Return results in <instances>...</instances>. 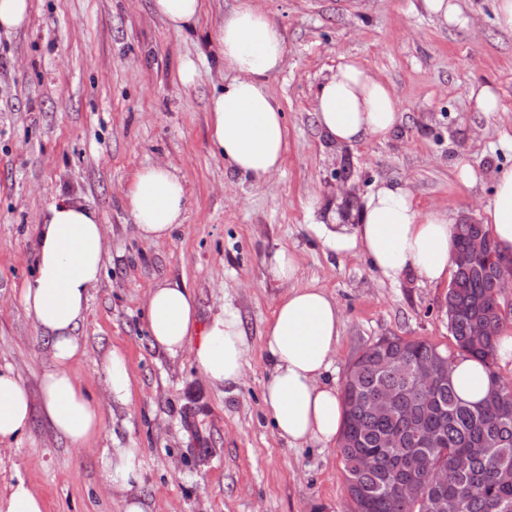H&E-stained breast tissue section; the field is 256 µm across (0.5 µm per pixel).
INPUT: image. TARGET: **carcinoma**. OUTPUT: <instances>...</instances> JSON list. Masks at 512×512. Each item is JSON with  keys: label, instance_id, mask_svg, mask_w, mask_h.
I'll return each mask as SVG.
<instances>
[{"label": "carcinoma", "instance_id": "obj_1", "mask_svg": "<svg viewBox=\"0 0 512 512\" xmlns=\"http://www.w3.org/2000/svg\"><path fill=\"white\" fill-rule=\"evenodd\" d=\"M485 225L464 219L454 225L455 250L462 251L488 237ZM448 289V330L457 354L482 362L490 375L488 395L471 402L462 398L452 381L428 393L402 395L407 361L428 359L434 343L424 339L386 336L366 346L355 358L342 386L344 431L339 456L351 512H425L438 490L423 481V474L438 468L448 471L443 492L460 499L461 512H512V484L498 481L489 455L512 466V381L495 371L499 333L512 327L498 300L509 285L497 262L486 256L455 264ZM479 322L495 323L493 336L476 334ZM396 361L383 371L379 360ZM391 392L396 401L392 417L378 419L364 400ZM429 423L436 435L431 447L421 446L414 426ZM363 453L376 458V467L359 472L356 459ZM416 484V494L405 498L400 485Z\"/></svg>", "mask_w": 512, "mask_h": 512}]
</instances>
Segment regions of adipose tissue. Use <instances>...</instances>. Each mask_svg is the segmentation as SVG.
I'll list each match as a JSON object with an SVG mask.
<instances>
[{"mask_svg":"<svg viewBox=\"0 0 512 512\" xmlns=\"http://www.w3.org/2000/svg\"><path fill=\"white\" fill-rule=\"evenodd\" d=\"M151 9L180 32L198 23L202 0H151ZM218 40V65L231 79L209 104L211 141L227 168L259 185L281 168L286 152L284 111L268 89L269 77L283 62L285 36L256 0H239L225 15ZM313 112L320 131L338 145L386 140L402 119L401 103L390 87L351 57L320 85ZM128 196L142 241L166 239L185 221L186 185L168 166L136 171ZM481 221L490 225L501 249L512 251V169L498 175ZM452 224L447 211L421 208L407 188L382 182L365 197L351 231L323 224L318 234L336 254H363L387 280L411 273L438 284L453 267ZM34 249V276L21 298L36 329L51 339L50 363L36 397L11 366H0V444L15 441L38 409L58 435L80 450L104 429L101 402L87 395L70 370L86 353L78 328L104 267L105 233L98 212L73 197L55 199L37 228ZM266 266L285 290L264 332L265 412L291 445L333 443L343 428V407L325 375L341 336L340 308L323 289L295 286L298 261L288 249L275 250ZM199 309L196 293L185 283H156L145 303L152 345L173 358L191 354L212 386L239 384L248 345L238 316L224 307L204 318ZM452 376L467 400H481L489 391L488 372L477 360L456 358ZM100 460L108 487L128 491L140 477L138 449H106Z\"/></svg>","mask_w":512,"mask_h":512,"instance_id":"adipose-tissue-1","label":"adipose tissue"}]
</instances>
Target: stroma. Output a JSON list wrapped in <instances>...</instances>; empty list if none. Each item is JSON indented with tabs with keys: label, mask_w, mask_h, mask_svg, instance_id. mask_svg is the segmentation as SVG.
<instances>
[{
	"label": "stroma",
	"mask_w": 512,
	"mask_h": 512,
	"mask_svg": "<svg viewBox=\"0 0 512 512\" xmlns=\"http://www.w3.org/2000/svg\"><path fill=\"white\" fill-rule=\"evenodd\" d=\"M259 2L286 39L268 88L287 125L284 163L259 186L225 168L209 136L208 102L224 83L217 34L237 0H204L197 25L179 33L150 0H31L27 26L0 31V365L38 392L48 340L20 294L36 228L47 206L69 195L105 227V273L80 328L87 353L71 370L103 398L101 360L117 350L132 383L130 403H113L101 437L80 452L33 415L0 449V490L23 478L47 512H123L129 495L146 512H347L338 447H293L264 410L263 333L283 288L263 260L281 247L297 256L296 286L326 289L339 304L327 382L342 384L360 351L385 336L454 353L447 284L380 278L363 255L336 256L317 228L331 216L356 223L383 181L406 186L421 207L478 217L497 173L512 168V33L497 26L495 0H456L461 13L447 25L421 0ZM345 56L401 102V123L386 141L338 146L316 126V92ZM189 62L195 74L186 82ZM485 85L500 111L473 110L470 91ZM156 163L179 170L188 197L184 224L149 244L136 233L127 189ZM461 163L480 171L477 186L457 181ZM342 168L349 176L340 191ZM165 278L193 289L203 314L225 306L238 315L248 339L239 385L211 387L189 356L153 348L144 302ZM105 448L141 450V479L129 493L106 489Z\"/></svg>",
	"instance_id": "obj_1"
}]
</instances>
